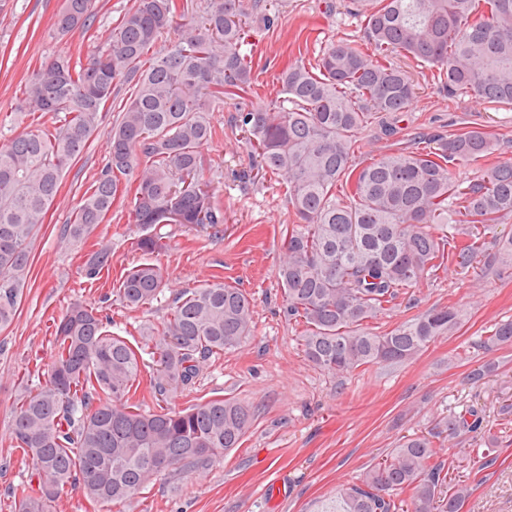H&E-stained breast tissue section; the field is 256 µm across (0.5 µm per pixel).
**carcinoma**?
I'll use <instances>...</instances> for the list:
<instances>
[{
	"mask_svg": "<svg viewBox=\"0 0 512 512\" xmlns=\"http://www.w3.org/2000/svg\"><path fill=\"white\" fill-rule=\"evenodd\" d=\"M363 41L337 39L314 62L298 58L280 72L281 97L266 101L252 66L249 24L273 22L266 0H134L105 39L96 35L98 0H63L53 24L65 37L87 35L100 46L85 58L53 55L33 70L17 101L16 130L0 141V330L15 320L27 288L31 244L65 171L101 129L112 94L130 95L106 130L101 170L81 195L61 241L81 242L106 222L115 202L141 229L134 250L167 248L154 233L181 224L217 236L224 205L205 178L202 149L223 130L210 112L241 101L234 126L260 158L263 176L279 181L290 208L278 279L288 320L303 326L305 357L342 376L381 362L410 360L458 331L462 305L430 308L381 332L368 321L400 296L450 270L512 268V160L486 167L499 140L482 127L448 135L413 134L409 147L356 161L368 127L389 139L401 133L415 96L404 58L430 71L453 98L490 109L512 107V0H349ZM176 37L161 46L170 31ZM35 113L51 125H26ZM470 167V181L452 166ZM112 263L98 244L85 261L92 279ZM164 269L136 263L115 294L123 308L162 299ZM254 332L253 304L242 289L214 281L175 298L166 318L140 330L142 344L107 329L94 307L72 303L54 322L48 369L15 411L12 439L29 480L12 487L15 512H51L78 485L99 508L142 494L161 472L219 461L238 447L252 411L214 399L181 410L151 411L135 400L142 346L152 350L151 391H191L203 364ZM475 346H512V320ZM463 437L467 456L487 463L500 437L484 408L448 414L433 433L402 437L390 458L341 485L316 512H397L393 493H408L406 512H460L472 493L451 482L435 458V439ZM37 486H32V483Z\"/></svg>",
	"mask_w": 512,
	"mask_h": 512,
	"instance_id": "obj_1",
	"label": "carcinoma"
}]
</instances>
